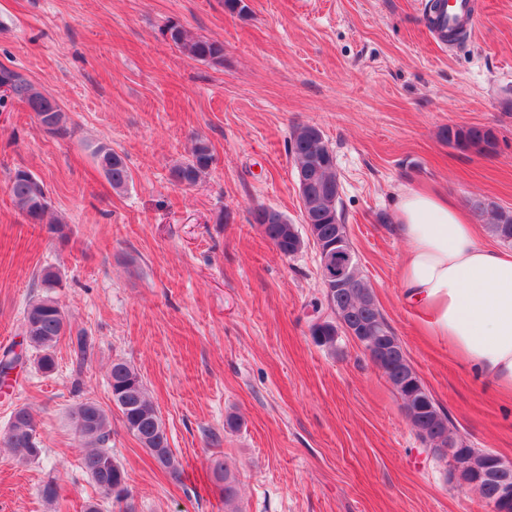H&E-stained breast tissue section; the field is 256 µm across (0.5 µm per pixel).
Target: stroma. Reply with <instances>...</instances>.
Wrapping results in <instances>:
<instances>
[{
	"mask_svg": "<svg viewBox=\"0 0 512 512\" xmlns=\"http://www.w3.org/2000/svg\"><path fill=\"white\" fill-rule=\"evenodd\" d=\"M430 0H0V65L42 86L68 116L46 131L0 108V350L20 347L33 282L56 266V296L94 354L67 341L51 376L32 364L0 380V430L28 406L43 446L26 462L0 453V512H82L97 489L81 465L71 409L112 412L108 443L136 512H224L218 454L236 464L241 512H487L450 483L360 343L310 336L325 308L313 244L279 254L251 222L270 206L302 224L292 129L313 125L336 154L339 208L359 268L387 323L451 428L512 459V394L487 385L400 299L405 249L393 204L406 187L512 210V0H477L460 42H436ZM222 42L220 65L187 58L168 22ZM491 130L492 149L448 145L447 127ZM214 161L191 188L169 169L196 139ZM107 145L132 171L115 191L92 154ZM40 178L60 238L32 224L7 190ZM146 383L182 464L165 473L130 434L108 386L113 361ZM239 426L229 429L227 416ZM56 479L47 505L41 485Z\"/></svg>",
	"mask_w": 512,
	"mask_h": 512,
	"instance_id": "1",
	"label": "stroma"
}]
</instances>
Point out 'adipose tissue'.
<instances>
[{
	"label": "adipose tissue",
	"instance_id": "obj_1",
	"mask_svg": "<svg viewBox=\"0 0 512 512\" xmlns=\"http://www.w3.org/2000/svg\"><path fill=\"white\" fill-rule=\"evenodd\" d=\"M404 301L494 388L512 392V249L490 247L447 196L407 188L395 203Z\"/></svg>",
	"mask_w": 512,
	"mask_h": 512
}]
</instances>
